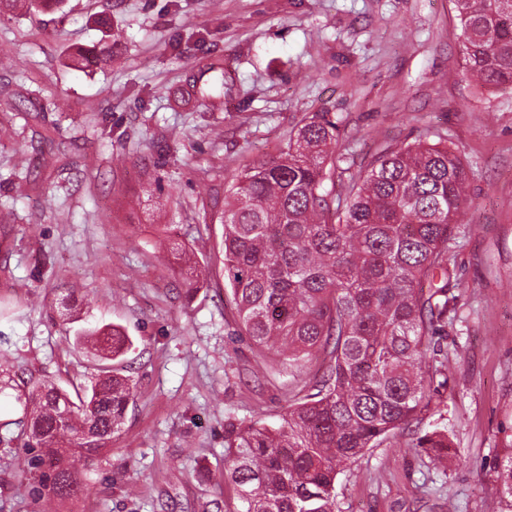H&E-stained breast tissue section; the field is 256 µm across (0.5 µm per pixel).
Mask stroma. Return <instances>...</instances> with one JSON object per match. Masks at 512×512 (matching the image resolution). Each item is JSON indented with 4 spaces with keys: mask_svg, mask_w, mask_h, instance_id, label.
<instances>
[{
    "mask_svg": "<svg viewBox=\"0 0 512 512\" xmlns=\"http://www.w3.org/2000/svg\"><path fill=\"white\" fill-rule=\"evenodd\" d=\"M111 46L108 67L71 57ZM224 60V103L182 89ZM0 512H40L14 421L32 381L69 394L129 377L126 419L87 463L89 496L49 512H236L228 424H277L313 393L241 335L224 289L223 226L202 221L243 165L278 155L302 118L340 120L336 150L447 138L470 175L451 243L456 315L437 411L336 480V512H485L512 452V91L465 73L455 0H64L0 15ZM201 271L187 289L177 252ZM122 326L113 362L74 341L63 308ZM448 432L446 471L417 439Z\"/></svg>",
    "mask_w": 512,
    "mask_h": 512,
    "instance_id": "stroma-1",
    "label": "stroma"
}]
</instances>
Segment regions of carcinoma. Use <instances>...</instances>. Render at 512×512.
I'll return each mask as SVG.
<instances>
[{
  "mask_svg": "<svg viewBox=\"0 0 512 512\" xmlns=\"http://www.w3.org/2000/svg\"><path fill=\"white\" fill-rule=\"evenodd\" d=\"M62 0H0V13L57 9ZM467 74L478 86L512 88V0H456ZM112 62V46L73 66ZM197 101L224 100V66L197 68L186 89ZM339 122L305 116L275 157L243 166L224 195V285L241 330L273 351L288 376L329 356L317 392L291 405L276 427L228 425L225 478L241 512H335L340 466L376 448L431 408L426 372L445 374L433 336L453 312L448 243L466 202L468 172L445 140L381 147L366 167L336 154ZM106 336L101 357L131 341L115 325L75 331L81 345ZM130 379L105 375L77 400L53 385L28 391L16 422L42 490L89 493L73 464L124 423ZM433 462L448 460V435L419 438ZM501 501L512 509V453L498 465Z\"/></svg>",
  "mask_w": 512,
  "mask_h": 512,
  "instance_id": "1",
  "label": "carcinoma"
}]
</instances>
